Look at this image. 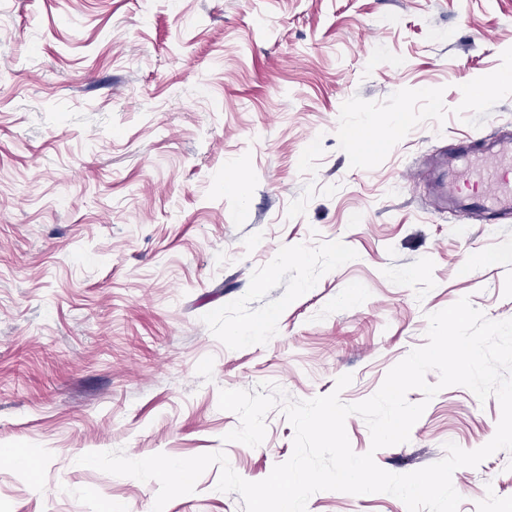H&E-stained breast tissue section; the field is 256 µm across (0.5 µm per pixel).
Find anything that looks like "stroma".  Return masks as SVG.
<instances>
[{
    "label": "stroma",
    "instance_id": "1",
    "mask_svg": "<svg viewBox=\"0 0 512 512\" xmlns=\"http://www.w3.org/2000/svg\"><path fill=\"white\" fill-rule=\"evenodd\" d=\"M512 0H0V512H152L156 481L79 465L222 451L245 480L293 452L281 409L224 442L220 389L352 404L462 297L512 319V223H459L448 151L512 137ZM404 114L396 124V114ZM359 123L390 142L363 155ZM406 474L494 436L452 386ZM218 467L164 512H243ZM458 512H512V451L452 476ZM307 512H407L320 491Z\"/></svg>",
    "mask_w": 512,
    "mask_h": 512
}]
</instances>
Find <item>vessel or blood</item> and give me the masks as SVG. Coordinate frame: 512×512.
<instances>
[{
    "instance_id": "vessel-or-blood-1",
    "label": "vessel or blood",
    "mask_w": 512,
    "mask_h": 512,
    "mask_svg": "<svg viewBox=\"0 0 512 512\" xmlns=\"http://www.w3.org/2000/svg\"><path fill=\"white\" fill-rule=\"evenodd\" d=\"M474 159L488 161L478 176L480 191L465 193L459 185L458 165ZM448 207L459 220L481 212L492 219L512 213V138L503 137L448 160Z\"/></svg>"
}]
</instances>
